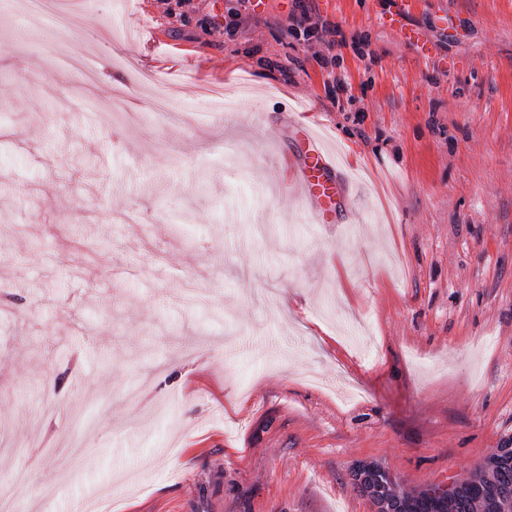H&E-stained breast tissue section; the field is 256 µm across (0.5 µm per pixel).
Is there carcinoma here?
<instances>
[{
	"mask_svg": "<svg viewBox=\"0 0 512 512\" xmlns=\"http://www.w3.org/2000/svg\"><path fill=\"white\" fill-rule=\"evenodd\" d=\"M476 479L456 498L435 500L425 490L407 493L400 483H388L393 495L409 506L410 512H500L512 507V442L505 440L485 462L476 468Z\"/></svg>",
	"mask_w": 512,
	"mask_h": 512,
	"instance_id": "obj_1",
	"label": "carcinoma"
}]
</instances>
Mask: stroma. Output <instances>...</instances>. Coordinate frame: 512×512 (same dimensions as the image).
I'll list each match as a JSON object with an SVG mask.
<instances>
[{
  "label": "stroma",
  "mask_w": 512,
  "mask_h": 512,
  "mask_svg": "<svg viewBox=\"0 0 512 512\" xmlns=\"http://www.w3.org/2000/svg\"><path fill=\"white\" fill-rule=\"evenodd\" d=\"M292 3L0 6L15 512H373L356 465L422 489L512 438V0H411L429 56L382 0H302L317 41ZM299 131L306 150L298 167V187L312 205L316 223L335 224L344 205L343 186L332 174L337 165L321 148V140L311 126H301Z\"/></svg>",
  "instance_id": "obj_1"
}]
</instances>
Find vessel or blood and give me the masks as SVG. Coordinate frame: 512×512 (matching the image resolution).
<instances>
[{"instance_id": "vessel-or-blood-1", "label": "vessel or blood", "mask_w": 512, "mask_h": 512, "mask_svg": "<svg viewBox=\"0 0 512 512\" xmlns=\"http://www.w3.org/2000/svg\"><path fill=\"white\" fill-rule=\"evenodd\" d=\"M300 133L305 152L298 167V187L312 205L317 223H335L344 205L343 186L333 174L335 165L328 152L321 148L320 139L311 126H301Z\"/></svg>"}]
</instances>
